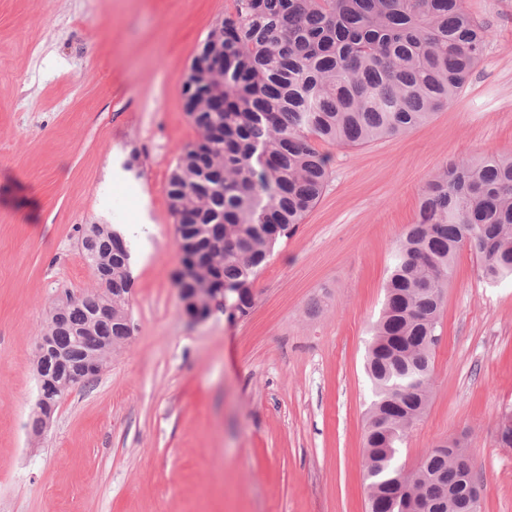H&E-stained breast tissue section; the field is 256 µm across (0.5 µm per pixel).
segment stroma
<instances>
[{"mask_svg": "<svg viewBox=\"0 0 512 512\" xmlns=\"http://www.w3.org/2000/svg\"><path fill=\"white\" fill-rule=\"evenodd\" d=\"M448 108L362 146L321 144L324 193L275 249L249 316L190 320L167 181L197 131L184 73L232 0H0V512H366L364 362L391 254L429 179L512 156V0ZM130 233L133 334L33 435L37 345L64 294L98 283L77 226ZM512 282L461 251L432 397L402 450L465 438L482 512H512Z\"/></svg>", "mask_w": 512, "mask_h": 512, "instance_id": "1", "label": "stroma"}]
</instances>
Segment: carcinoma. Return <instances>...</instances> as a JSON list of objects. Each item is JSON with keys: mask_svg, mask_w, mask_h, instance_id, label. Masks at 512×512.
<instances>
[{"mask_svg": "<svg viewBox=\"0 0 512 512\" xmlns=\"http://www.w3.org/2000/svg\"><path fill=\"white\" fill-rule=\"evenodd\" d=\"M207 34L187 115L199 137L179 148L167 187L177 244L198 254L197 284L248 316L254 282L328 182L316 142L361 145L406 133L447 107L484 55L489 32L465 0H233ZM101 290L70 294L47 322L45 364L64 379L99 346L131 336V251L110 224L80 227ZM512 279V156L463 161L431 179L400 237L372 328L363 459L368 512H468L473 471L437 443L410 471L401 445L429 404L432 337L457 257ZM120 311L94 319L96 308Z\"/></svg>", "mask_w": 512, "mask_h": 512, "instance_id": "cac0c4a2", "label": "carcinoma"}]
</instances>
